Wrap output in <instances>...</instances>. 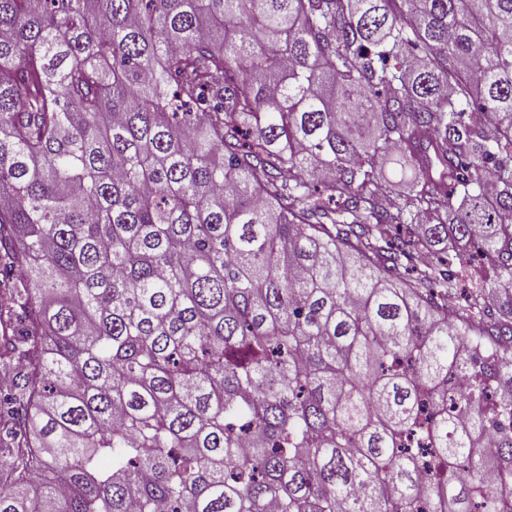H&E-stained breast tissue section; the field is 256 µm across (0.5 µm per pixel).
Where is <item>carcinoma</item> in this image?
<instances>
[{"mask_svg": "<svg viewBox=\"0 0 512 512\" xmlns=\"http://www.w3.org/2000/svg\"><path fill=\"white\" fill-rule=\"evenodd\" d=\"M1 258L0 512H512V0H0Z\"/></svg>", "mask_w": 512, "mask_h": 512, "instance_id": "obj_1", "label": "carcinoma"}]
</instances>
